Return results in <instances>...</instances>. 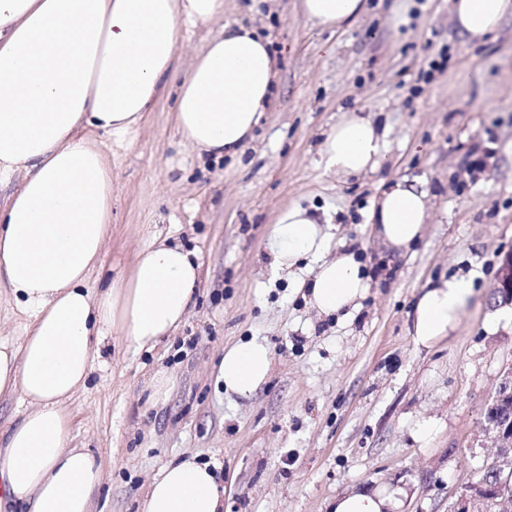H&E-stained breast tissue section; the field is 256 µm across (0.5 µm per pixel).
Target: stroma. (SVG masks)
<instances>
[{"mask_svg": "<svg viewBox=\"0 0 512 512\" xmlns=\"http://www.w3.org/2000/svg\"><path fill=\"white\" fill-rule=\"evenodd\" d=\"M226 21L267 37L279 70L238 157L187 145L169 86L124 147L95 136L112 165V228L91 286L128 277L163 239L194 251L202 277L172 336L148 351L112 331L68 403L70 447L103 472L93 512H139L153 477L190 455L217 464L224 512H326L336 495L396 487L399 512H450L495 457L480 426L512 366V307L491 300L512 251V21L472 42L448 0H415L399 25L387 0H369L339 31L304 19L299 0H224L223 21L194 28L181 63ZM354 110L377 123L385 157L344 178L320 150ZM401 176L425 178L433 210L395 256L369 215ZM292 205L324 222L325 258L358 254L370 289L354 315L318 317L272 274L269 235ZM454 275L473 281L472 302L449 336L416 345L422 288ZM253 339L271 350L267 380L248 398L225 393V348Z\"/></svg>", "mask_w": 512, "mask_h": 512, "instance_id": "35a3bbf8", "label": "stroma"}]
</instances>
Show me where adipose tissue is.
Wrapping results in <instances>:
<instances>
[{
  "instance_id": "obj_1",
  "label": "adipose tissue",
  "mask_w": 512,
  "mask_h": 512,
  "mask_svg": "<svg viewBox=\"0 0 512 512\" xmlns=\"http://www.w3.org/2000/svg\"><path fill=\"white\" fill-rule=\"evenodd\" d=\"M459 33L480 39L512 17V0H449ZM366 0H301L300 12L343 28ZM224 0H0V186L22 182L0 209V288L27 315L21 346L0 342V396L20 394L28 411L0 453V507L26 512H91L100 466L68 445L66 403L90 375L99 336L120 330L137 349H153L186 319L200 274L195 252L155 242L127 279L98 293L89 278L112 224V166L92 131L123 138L136 130L177 69L190 28L219 20ZM269 42L225 25L178 83L175 120L187 143L221 159L239 155L277 82ZM383 139L371 116L353 112L322 147L343 177L375 170ZM430 217L420 178H402L376 199L370 218L397 253L422 237ZM270 267L307 290L320 316H350L369 283L354 252L322 260L327 235L313 212L284 210L269 239ZM306 257L317 263L296 269ZM473 284L449 278L424 288L414 306L417 344L453 331ZM272 355L259 340L227 347L219 377L228 393L252 394ZM223 493L209 464L187 458L166 466L148 488L142 512H221ZM395 494L337 495L330 512H396Z\"/></svg>"
}]
</instances>
